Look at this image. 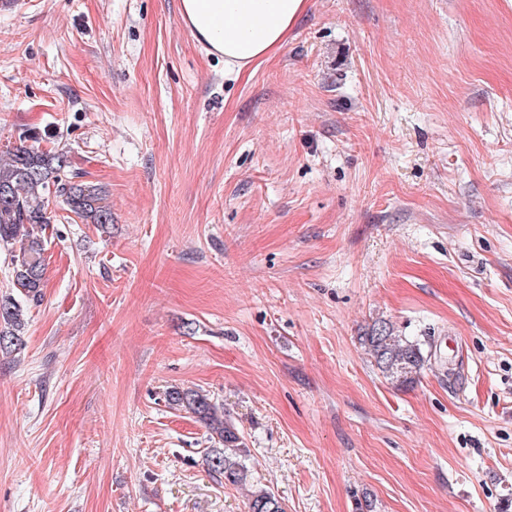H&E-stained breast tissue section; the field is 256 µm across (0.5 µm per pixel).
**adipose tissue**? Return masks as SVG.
I'll return each mask as SVG.
<instances>
[{"instance_id": "adipose-tissue-1", "label": "adipose tissue", "mask_w": 512, "mask_h": 512, "mask_svg": "<svg viewBox=\"0 0 512 512\" xmlns=\"http://www.w3.org/2000/svg\"><path fill=\"white\" fill-rule=\"evenodd\" d=\"M180 16L229 74L272 57L307 9V0H179Z\"/></svg>"}]
</instances>
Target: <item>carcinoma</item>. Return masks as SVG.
<instances>
[{"instance_id":"carcinoma-1","label":"carcinoma","mask_w":512,"mask_h":512,"mask_svg":"<svg viewBox=\"0 0 512 512\" xmlns=\"http://www.w3.org/2000/svg\"><path fill=\"white\" fill-rule=\"evenodd\" d=\"M21 144L0 151V244L13 247L10 264L20 298H0V353L18 344L24 326V307L38 304L45 286L47 239L44 231L54 215L49 198L59 199L85 224L112 223L108 192L84 180L85 174L70 165L64 153L41 146V137L28 136ZM377 367L402 385L414 383L428 355L421 345L398 334L385 321H377L360 337ZM172 408L184 410L203 422L210 439L219 444L207 456L209 469L224 482L244 485L251 476L245 460L246 444L233 421L210 398L192 388L173 387L165 393ZM248 512H285L282 501L267 488L251 491Z\"/></svg>"}]
</instances>
